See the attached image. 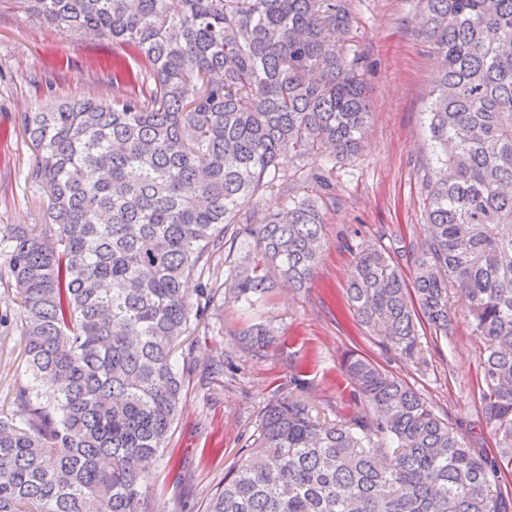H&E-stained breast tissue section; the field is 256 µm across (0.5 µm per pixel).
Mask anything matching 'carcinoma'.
I'll list each match as a JSON object with an SVG mask.
<instances>
[{"instance_id": "1", "label": "carcinoma", "mask_w": 512, "mask_h": 512, "mask_svg": "<svg viewBox=\"0 0 512 512\" xmlns=\"http://www.w3.org/2000/svg\"><path fill=\"white\" fill-rule=\"evenodd\" d=\"M441 59L428 132L442 177L426 182L427 236L413 286L376 255L349 306L414 349L415 310L448 336V287L484 346V418L512 463V0H420ZM70 35L93 33L133 63L120 95L21 116L44 224H1L26 371L0 411V512H149L152 468L185 385L174 355L200 310L185 283L264 301L301 290L324 219L309 198L262 216L232 259L243 210L284 164L358 151L370 104L336 0H14ZM250 348L265 324L238 333ZM345 374L375 410L320 422L298 397L268 403L247 455L208 512H508L494 471L406 383L360 354Z\"/></svg>"}]
</instances>
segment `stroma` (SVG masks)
I'll list each match as a JSON object with an SVG mask.
<instances>
[{"mask_svg": "<svg viewBox=\"0 0 512 512\" xmlns=\"http://www.w3.org/2000/svg\"><path fill=\"white\" fill-rule=\"evenodd\" d=\"M354 18L349 58L358 59L370 90L371 121L351 156L324 152L293 161L254 208L261 215L290 198L315 199L324 217L323 259L309 288L278 286L250 316L236 304L208 310L181 339L186 375L177 419L148 489L150 512H207L225 473L252 442L265 406L303 393L333 420L368 405L347 380L342 358L356 351L411 386L495 464L494 490L512 492V464L483 417L480 359L465 301L448 293L447 336L425 317L417 348L405 352L345 306V290L362 256L377 253L411 278L410 251L425 237V184L436 173L425 121L439 59L425 41L419 0H341ZM120 49L92 35L69 37L54 25L0 0V224L43 221L35 155L20 117L61 98L112 99L110 63ZM12 286L0 280V408L10 406L27 372ZM269 323L273 344L242 350L234 336L244 320Z\"/></svg>", "mask_w": 512, "mask_h": 512, "instance_id": "obj_1", "label": "stroma"}]
</instances>
